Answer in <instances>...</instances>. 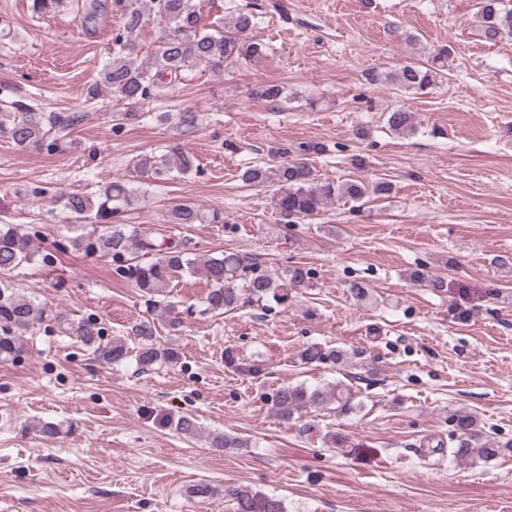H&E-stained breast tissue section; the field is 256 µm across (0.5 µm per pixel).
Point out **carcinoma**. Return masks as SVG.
Masks as SVG:
<instances>
[{"label":"carcinoma","mask_w":512,"mask_h":512,"mask_svg":"<svg viewBox=\"0 0 512 512\" xmlns=\"http://www.w3.org/2000/svg\"><path fill=\"white\" fill-rule=\"evenodd\" d=\"M64 4L65 0H32L31 9L35 14L55 13ZM111 9L121 18L114 37L115 51L112 61L101 70L100 84L89 88L87 99L98 96L102 85L110 89L125 106L112 117L119 128L144 117L145 113L141 112L144 105L163 100L172 84L184 80L186 72L200 64L213 68L226 63L256 65L270 53L269 44L250 37L262 16L249 0L233 5L230 21L211 32L202 24L196 0H111ZM146 11L159 20V48L151 57L140 59L136 43ZM479 13L486 40L512 38V6L505 0H480ZM442 74L438 66L409 62L387 74L386 82L422 94L442 81ZM281 95L282 87L278 84H261L251 90L252 97L267 101H275ZM3 102L5 107L19 112V116L0 122V138L18 147L45 144L55 150L58 140L85 119V113L80 111L39 112L19 100L5 98ZM387 123L399 135L414 131V115L406 109L390 112ZM136 165L154 179L165 181L174 171L183 175L191 172L195 158L173 142L164 154L140 155ZM241 177L249 186L271 191L270 203L287 224L318 216L337 199L360 202L369 195H387L391 190L385 181L371 185L360 181H322L302 160L250 166ZM58 198L74 222L100 227L97 233L72 238L71 247L87 257H112L116 275L129 281L144 298L147 316L132 328L138 336L135 348L122 338L101 343V331L90 321H72L60 326L61 333L94 347L98 358L106 364L119 365L132 359L145 371L157 364L178 361L175 350L157 343L156 323L165 321L172 328L181 326L180 318L171 316L173 306L168 301V288L180 273L198 272L205 278L209 290L204 311L217 315L238 307L246 298L255 302L272 300L286 307L291 298L288 284L303 285L310 279V271L301 266L288 270V277L281 279L257 270V264H247L232 252L199 260L178 244L160 248L157 244L160 229L150 224L115 221L119 214L137 209L142 199L139 191L123 180L105 183L95 197L65 191ZM166 223L222 224L224 213L182 204L168 212ZM36 255L31 238L19 225L0 224V356L5 359L16 357L21 338L47 320L46 306L14 288L12 283V278L20 275ZM342 357L341 351L320 343H312L301 352V360L306 364H334ZM270 405L278 417L290 421L303 411L319 407H331L338 415H348L360 403L356 402L353 387L338 381L313 389L283 385L271 396ZM451 422L456 439L448 452L453 460L476 463L512 453V439L500 442L479 434L476 416L455 413ZM227 494L234 501L235 512H285L281 499L254 492L247 486L233 488Z\"/></svg>","instance_id":"obj_1"}]
</instances>
